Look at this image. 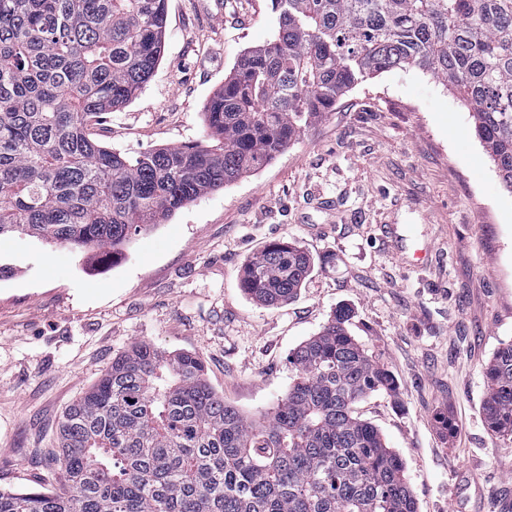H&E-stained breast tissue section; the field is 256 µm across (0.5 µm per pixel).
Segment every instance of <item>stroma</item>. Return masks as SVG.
Returning <instances> with one entry per match:
<instances>
[{
    "mask_svg": "<svg viewBox=\"0 0 512 512\" xmlns=\"http://www.w3.org/2000/svg\"><path fill=\"white\" fill-rule=\"evenodd\" d=\"M277 26L271 0H167L157 69L95 137L128 155L198 141L207 100ZM282 240L314 270L264 306L241 271ZM1 265L0 489L54 487L64 410L130 347L199 355L225 401L258 418L288 391L290 353L346 305L395 380L356 411L402 459L418 512H512V437L483 415L486 365L512 342V193L467 107L428 73L365 78L271 163L119 259L12 235Z\"/></svg>",
    "mask_w": 512,
    "mask_h": 512,
    "instance_id": "stroma-1",
    "label": "stroma"
}]
</instances>
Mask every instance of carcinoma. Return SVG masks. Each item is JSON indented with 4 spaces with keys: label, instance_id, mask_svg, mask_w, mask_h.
<instances>
[{
    "label": "carcinoma",
    "instance_id": "carcinoma-1",
    "mask_svg": "<svg viewBox=\"0 0 512 512\" xmlns=\"http://www.w3.org/2000/svg\"><path fill=\"white\" fill-rule=\"evenodd\" d=\"M166 0H0V237L117 255L200 196L259 170L358 81L418 68L457 94L512 193V0H272L278 29L206 103L204 139L128 157L91 126L152 77ZM314 267L293 242L241 286L273 306ZM338 307L289 358L262 423L224 403L202 359L147 343L64 412L57 487L0 490V512H417L405 467L355 413L395 388ZM487 428L512 435V342L487 366Z\"/></svg>",
    "mask_w": 512,
    "mask_h": 512
}]
</instances>
